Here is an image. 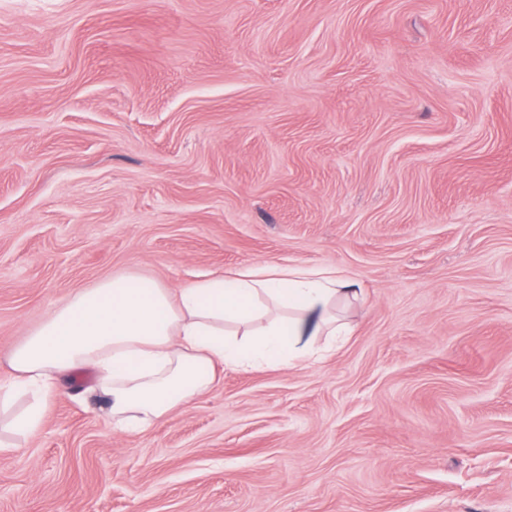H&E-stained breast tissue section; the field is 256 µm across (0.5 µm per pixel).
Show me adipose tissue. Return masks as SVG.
I'll return each mask as SVG.
<instances>
[{
    "label": "adipose tissue",
    "instance_id": "obj_1",
    "mask_svg": "<svg viewBox=\"0 0 512 512\" xmlns=\"http://www.w3.org/2000/svg\"><path fill=\"white\" fill-rule=\"evenodd\" d=\"M360 298L352 273L302 265L224 270L175 290L104 280L53 308L11 354L10 387L34 399L13 425L36 434L48 397L90 366L113 427L144 430L207 392L224 368L317 364L321 338L348 330L337 306ZM267 313L269 325L251 330Z\"/></svg>",
    "mask_w": 512,
    "mask_h": 512
}]
</instances>
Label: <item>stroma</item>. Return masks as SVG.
<instances>
[{"mask_svg":"<svg viewBox=\"0 0 512 512\" xmlns=\"http://www.w3.org/2000/svg\"><path fill=\"white\" fill-rule=\"evenodd\" d=\"M261 262L354 273L349 335L137 434L87 370L14 395L0 512H512V0H0V374Z\"/></svg>","mask_w":512,"mask_h":512,"instance_id":"stroma-1","label":"stroma"}]
</instances>
